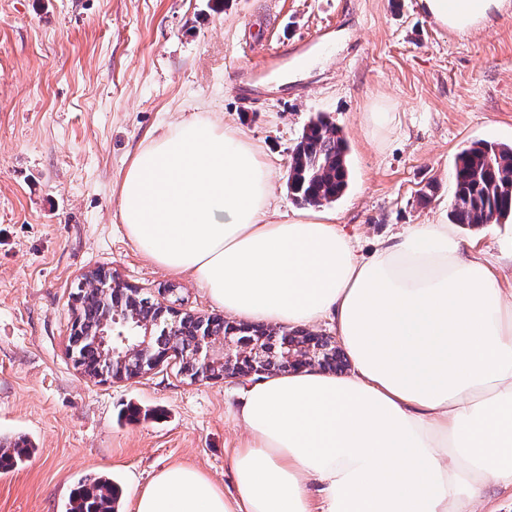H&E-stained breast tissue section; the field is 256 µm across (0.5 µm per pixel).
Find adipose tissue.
Wrapping results in <instances>:
<instances>
[{"mask_svg":"<svg viewBox=\"0 0 512 512\" xmlns=\"http://www.w3.org/2000/svg\"><path fill=\"white\" fill-rule=\"evenodd\" d=\"M436 25L481 28L512 0H419ZM270 175L235 130L198 118L149 138L120 185L128 240L198 283L234 322L331 318L350 368L244 386L236 493L161 469L133 512H499L512 490V287L448 224L359 256L321 213L274 219Z\"/></svg>","mask_w":512,"mask_h":512,"instance_id":"1","label":"adipose tissue"}]
</instances>
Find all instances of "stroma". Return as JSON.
Instances as JSON below:
<instances>
[{"label":"stroma","instance_id":"1","mask_svg":"<svg viewBox=\"0 0 512 512\" xmlns=\"http://www.w3.org/2000/svg\"><path fill=\"white\" fill-rule=\"evenodd\" d=\"M320 114L348 141L349 184L328 210L359 254L449 223L458 152L512 144V9L461 35L418 0H0V438L35 447L0 474V512H65L77 482L102 472L127 507L174 465L234 493L240 381L193 383L168 364L129 381L86 376L67 350L71 294L101 267L217 313L127 239V167L148 137L206 116L260 150L285 219L299 210L290 155ZM457 232L512 280V223Z\"/></svg>","mask_w":512,"mask_h":512}]
</instances>
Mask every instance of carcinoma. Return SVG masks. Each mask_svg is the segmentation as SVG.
I'll use <instances>...</instances> for the list:
<instances>
[{
	"label": "carcinoma",
	"instance_id": "carcinoma-1",
	"mask_svg": "<svg viewBox=\"0 0 512 512\" xmlns=\"http://www.w3.org/2000/svg\"><path fill=\"white\" fill-rule=\"evenodd\" d=\"M348 186L347 142L341 130L319 116L304 128L290 156L288 166V193L302 206L322 207L336 202ZM455 224L475 227L483 224H502L512 221V146L473 142L458 154L455 169V188L450 211ZM76 300L80 302V329L85 331L98 325L100 315L112 311L118 320L112 322V347L123 350V335L133 340L141 327L133 314L144 319L160 321V327L151 333L149 344L153 354L163 356L169 351L179 355L180 371H195V339L198 331H210L213 336H232L246 344L259 341L273 351L268 371L277 373L297 369L295 353L303 348H320L319 368L343 371L348 366L343 351L329 336L315 334L305 328L287 326H240L217 316L195 315L184 312L173 316L163 310L154 295L133 294L129 287L112 289V300L103 303L88 297L82 286H77ZM291 344L292 354L283 355V340ZM75 345V363L85 370L100 367V354L87 347L80 337L72 336ZM112 370H122L127 377L141 372V361L129 357L117 363ZM35 451L25 438L0 442V471L21 467ZM119 488L112 477L101 474L78 482L68 500L65 512H118Z\"/></svg>",
	"mask_w": 512,
	"mask_h": 512
}]
</instances>
